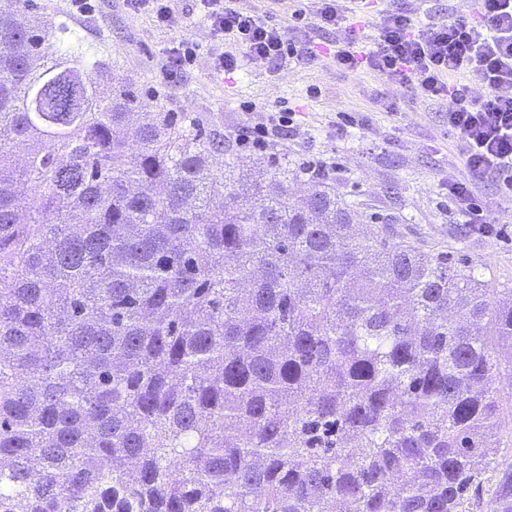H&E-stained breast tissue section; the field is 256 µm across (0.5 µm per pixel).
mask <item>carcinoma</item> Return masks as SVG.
Returning a JSON list of instances; mask_svg holds the SVG:
<instances>
[{
  "label": "carcinoma",
  "mask_w": 512,
  "mask_h": 512,
  "mask_svg": "<svg viewBox=\"0 0 512 512\" xmlns=\"http://www.w3.org/2000/svg\"><path fill=\"white\" fill-rule=\"evenodd\" d=\"M10 7L0 512H471L507 454L512 288L286 167L215 169L221 137Z\"/></svg>",
  "instance_id": "1"
}]
</instances>
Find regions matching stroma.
Returning a JSON list of instances; mask_svg holds the SVG:
<instances>
[{"instance_id":"1","label":"stroma","mask_w":512,"mask_h":512,"mask_svg":"<svg viewBox=\"0 0 512 512\" xmlns=\"http://www.w3.org/2000/svg\"><path fill=\"white\" fill-rule=\"evenodd\" d=\"M93 5L85 19L72 16L63 0H33V11L111 59L116 78L132 85L143 105L191 113L205 133L223 137L215 167L231 162L262 177L284 161L297 174L295 190L303 191L312 183L303 172L306 162L330 159L336 171L327 183L355 202L361 222L380 217L393 240L480 267L489 287H512V198L500 180L485 176L474 190L476 204L495 217L485 236L448 198L449 179L464 178L466 170L443 107L386 76L337 68L333 53L341 32L319 27L316 0H236L237 8L269 23L292 25L296 40L316 42L319 55L307 66L250 61L229 77L214 71L225 44L211 33L197 0H168L183 22L178 31L129 10L124 0ZM405 6L415 20L430 22L477 16L479 0H405ZM182 43L194 48L191 64L165 69ZM386 98L396 100V111L384 110ZM284 108L294 110L296 124L280 130L278 143L264 149L237 143L242 126Z\"/></svg>"}]
</instances>
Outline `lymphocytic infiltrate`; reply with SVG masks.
I'll return each instance as SVG.
<instances>
[{
	"label": "lymphocytic infiltrate",
	"instance_id": "1",
	"mask_svg": "<svg viewBox=\"0 0 512 512\" xmlns=\"http://www.w3.org/2000/svg\"><path fill=\"white\" fill-rule=\"evenodd\" d=\"M198 2L213 30L235 45L217 57L215 73H234L245 60L302 65L318 55L316 47L292 41L286 28L266 24L231 0ZM318 13L322 25L344 31L334 54L337 66L385 74L444 104L448 132L464 149L467 175L448 184L463 214L475 212L473 185L485 174H495L512 192V0H480L475 20L451 17L420 25L406 10H387L370 48L340 0H319Z\"/></svg>",
	"mask_w": 512,
	"mask_h": 512
}]
</instances>
